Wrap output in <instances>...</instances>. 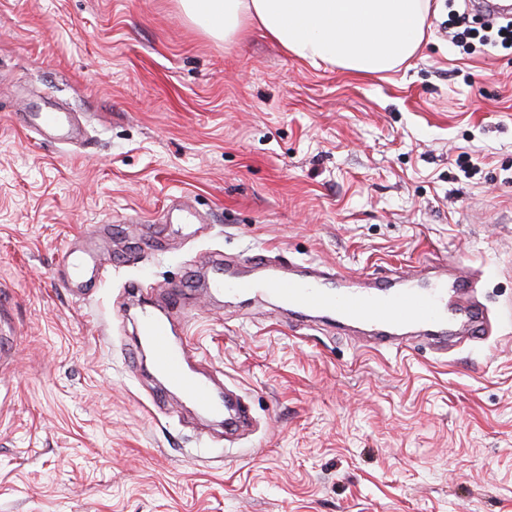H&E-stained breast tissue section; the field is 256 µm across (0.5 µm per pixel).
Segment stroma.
Returning <instances> with one entry per match:
<instances>
[{"label": "stroma", "instance_id": "obj_1", "mask_svg": "<svg viewBox=\"0 0 512 512\" xmlns=\"http://www.w3.org/2000/svg\"><path fill=\"white\" fill-rule=\"evenodd\" d=\"M431 7L364 75L178 0H0V512H512V52ZM54 107L78 139L38 133ZM259 251L282 278L473 272L493 333L376 350L203 286ZM147 308L245 393L248 434L137 360Z\"/></svg>", "mask_w": 512, "mask_h": 512}]
</instances>
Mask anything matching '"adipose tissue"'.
I'll list each match as a JSON object with an SVG mask.
<instances>
[{
    "label": "adipose tissue",
    "mask_w": 512,
    "mask_h": 512,
    "mask_svg": "<svg viewBox=\"0 0 512 512\" xmlns=\"http://www.w3.org/2000/svg\"><path fill=\"white\" fill-rule=\"evenodd\" d=\"M211 37L259 28L289 54L357 73L392 70L421 46L429 0H179Z\"/></svg>",
    "instance_id": "ef3b65f1"
}]
</instances>
